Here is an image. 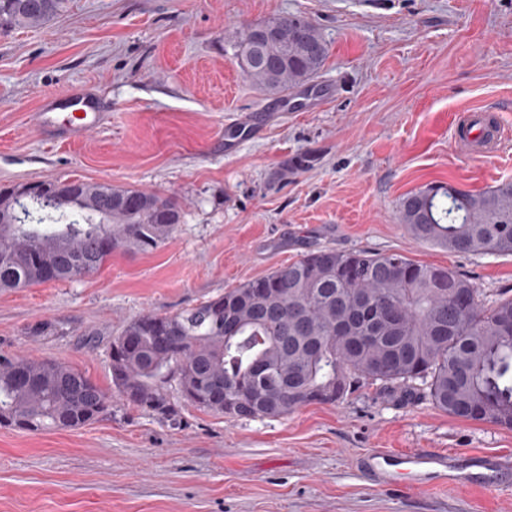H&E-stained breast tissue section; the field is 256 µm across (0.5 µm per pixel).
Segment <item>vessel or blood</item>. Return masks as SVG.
<instances>
[{
    "mask_svg": "<svg viewBox=\"0 0 512 512\" xmlns=\"http://www.w3.org/2000/svg\"><path fill=\"white\" fill-rule=\"evenodd\" d=\"M72 110L64 118L52 111L53 101H45L42 112L36 113L34 123L50 139H71L86 135L98 128L104 118L101 106L82 91L64 95ZM506 130L498 120L484 113L469 114L454 127V138L474 153L483 147L500 142ZM368 476L382 485L410 482L416 487L430 488L439 484L456 486L479 485L499 492L512 486V462L495 457L470 455L460 457L433 451L391 453L378 450L363 461Z\"/></svg>",
    "mask_w": 512,
    "mask_h": 512,
    "instance_id": "obj_1",
    "label": "vessel or blood"
}]
</instances>
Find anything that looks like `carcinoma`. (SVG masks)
Here are the masks:
<instances>
[{"label":"carcinoma","instance_id":"cac0c4a2","mask_svg":"<svg viewBox=\"0 0 512 512\" xmlns=\"http://www.w3.org/2000/svg\"><path fill=\"white\" fill-rule=\"evenodd\" d=\"M65 0H0V29L48 22ZM328 47L291 15L245 70L273 94L311 81ZM75 203L43 196L0 225V291L95 273L112 253H146L180 224L170 198L82 181ZM401 223L456 253L512 254V182L478 193L435 184L408 195ZM114 395L56 361L0 356V426L78 429L116 397L177 421L171 383L216 415L285 417L344 401L363 381L421 394L463 420L512 427V297L480 299L470 279L400 253L321 248L173 315L132 318L111 344Z\"/></svg>","mask_w":512,"mask_h":512}]
</instances>
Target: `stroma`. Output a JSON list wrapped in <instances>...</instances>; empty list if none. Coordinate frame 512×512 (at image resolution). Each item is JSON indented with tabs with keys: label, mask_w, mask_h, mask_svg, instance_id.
Masks as SVG:
<instances>
[{
	"label": "stroma",
	"mask_w": 512,
	"mask_h": 512,
	"mask_svg": "<svg viewBox=\"0 0 512 512\" xmlns=\"http://www.w3.org/2000/svg\"><path fill=\"white\" fill-rule=\"evenodd\" d=\"M294 14L328 56L281 98L246 78L232 47L246 25ZM73 88L112 113L48 141L34 115ZM474 110L512 129V0H66L49 22L0 33V188L109 182L182 211L152 253L0 291V354L69 364L109 392L111 342L130 319L175 314L322 247L400 252L466 276L485 300L512 295V255L422 243L399 219L427 185L512 181V141L478 156L456 145V120ZM41 322L52 331L32 335ZM173 402L176 426L116 400L79 429L0 427V512H512L506 491H389L363 475L378 449L512 460V429L424 397L365 383L335 405L254 419Z\"/></svg>",
	"instance_id": "1"
}]
</instances>
